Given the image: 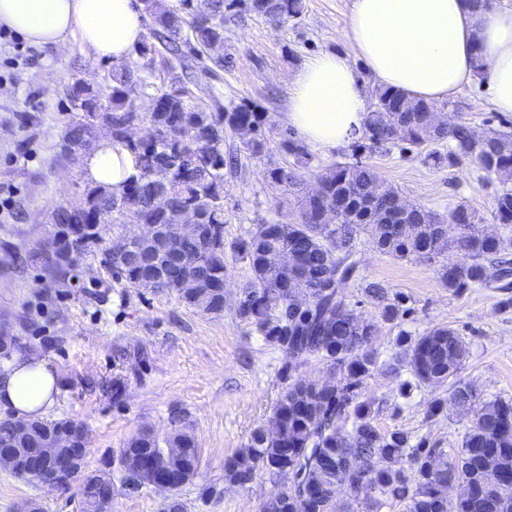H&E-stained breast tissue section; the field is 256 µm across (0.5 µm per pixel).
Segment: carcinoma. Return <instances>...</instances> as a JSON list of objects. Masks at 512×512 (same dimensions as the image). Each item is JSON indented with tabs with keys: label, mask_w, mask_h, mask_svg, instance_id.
I'll return each mask as SVG.
<instances>
[{
	"label": "carcinoma",
	"mask_w": 512,
	"mask_h": 512,
	"mask_svg": "<svg viewBox=\"0 0 512 512\" xmlns=\"http://www.w3.org/2000/svg\"><path fill=\"white\" fill-rule=\"evenodd\" d=\"M150 19L147 37L138 47L144 57L163 55L170 77L156 81L152 69L141 71V92L152 102L148 112L136 111L128 88L126 69H115L98 89L80 81L71 88V121L65 132V150L88 146L94 131L88 114L104 109L114 120L146 121L164 133L149 143H132L112 137V143L132 156L136 175L121 193L95 184L54 213L57 231L53 256L32 255L54 278L79 257L95 253L100 266L129 288L176 294L186 307L210 315L224 314L226 251L245 262L250 278L241 285L238 316L265 341L281 346L297 358H314L340 373L335 386H321L303 379L288 384L276 405L271 425L253 431L247 449L224 464L235 482L252 479L264 466L289 482L279 512H338L336 490L348 486L351 497L380 506L386 499L404 503L405 512H512V497L504 498L499 480L512 478V401L480 400L473 384L458 376L468 345L457 329L438 324L421 336L401 335L403 347L395 371L405 368L408 378L399 384L408 397L425 384L448 385V397L438 398L426 410V418L439 416L445 404L472 413L458 449L426 448L411 444L408 433L379 432L374 424L373 403L362 394V385L378 367L379 356L371 347L376 326L357 315L349 289L359 280L360 258L356 240L368 236L380 253L396 260H434L456 246L463 260L437 271L439 282L454 293L468 288H491L512 274V133H478L457 122L436 126L431 111L436 105L415 100L399 90L377 86L371 93L365 133L370 144L384 148L398 142L427 147L435 164L452 165L470 160L487 178L501 180L495 197L494 223L498 228L479 232L477 212L464 203L448 211V218L413 205L402 211L399 190L376 170L357 163H335L308 177L311 155L293 137L283 141L292 161L265 168L269 185L284 196H293L295 217L258 224L248 236L228 245L224 241V168L237 165L238 157L224 154V135L241 126L257 129V136L242 143L244 154L261 159L267 151L262 129L266 113L252 102L230 108L209 106L196 96L191 82L177 68L195 58L210 62L207 71L232 66L224 52V16L240 8L284 23L302 14V0H137ZM448 144L443 153L437 145ZM167 195L177 206L192 209L199 217L194 234L177 236L154 197ZM111 214V223L146 224L153 233L133 242L130 251L117 254L100 247L105 222L97 213ZM458 229L448 239L446 224ZM287 251L294 261L281 265L276 252ZM183 255L199 260L195 285L184 286ZM499 266L497 277L488 265ZM72 425L69 420L42 419L25 430L0 417V448H39L42 432ZM166 448L181 449L176 458L180 485L197 474L200 456L189 427L181 426L159 440L144 431L134 437L120 459L126 476L135 484L154 485L153 460ZM498 467L486 469L487 460ZM409 463L412 478L402 465ZM467 480L466 493L453 495L455 484ZM83 512H108L90 479L82 490Z\"/></svg>",
	"instance_id": "cac0c4a2"
}]
</instances>
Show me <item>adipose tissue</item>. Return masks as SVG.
<instances>
[{
	"mask_svg": "<svg viewBox=\"0 0 512 512\" xmlns=\"http://www.w3.org/2000/svg\"><path fill=\"white\" fill-rule=\"evenodd\" d=\"M0 25L52 47L75 40L94 58L129 63L143 40L136 0H0ZM346 53L309 59L291 81L286 118L324 153L359 136L367 94L353 65L361 60L385 87L437 103L485 73L494 109L512 114V11L470 0H353ZM90 182L121 192L134 172L130 154L100 141L81 161ZM59 394L58 373L40 351L0 362V406L19 419L44 417Z\"/></svg>",
	"mask_w": 512,
	"mask_h": 512,
	"instance_id": "ef3b65f1",
	"label": "adipose tissue"
}]
</instances>
